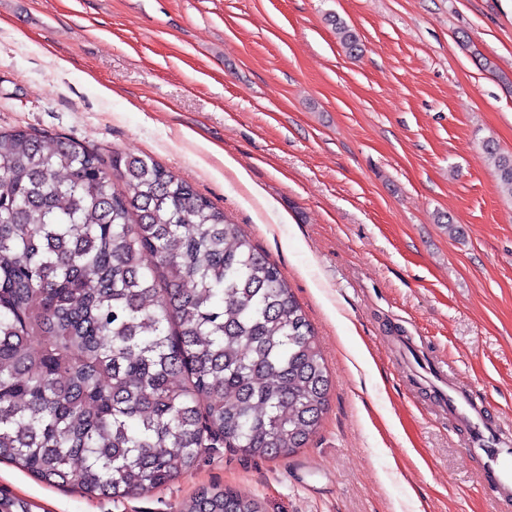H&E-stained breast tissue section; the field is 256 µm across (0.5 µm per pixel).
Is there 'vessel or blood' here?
I'll use <instances>...</instances> for the list:
<instances>
[{
    "label": "vessel or blood",
    "mask_w": 512,
    "mask_h": 512,
    "mask_svg": "<svg viewBox=\"0 0 512 512\" xmlns=\"http://www.w3.org/2000/svg\"><path fill=\"white\" fill-rule=\"evenodd\" d=\"M448 413L452 418L466 420L471 428L467 454H483V483L495 488L512 487V446L508 445L497 418L485 415L486 402L464 386L448 388Z\"/></svg>",
    "instance_id": "1"
}]
</instances>
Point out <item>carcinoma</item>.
<instances>
[{
  "instance_id": "obj_1",
  "label": "carcinoma",
  "mask_w": 512,
  "mask_h": 512,
  "mask_svg": "<svg viewBox=\"0 0 512 512\" xmlns=\"http://www.w3.org/2000/svg\"><path fill=\"white\" fill-rule=\"evenodd\" d=\"M484 150L512 196V153ZM330 387L278 267L190 185L151 159L0 130V461L90 496L142 495L204 445L295 453ZM179 512L263 510L212 487Z\"/></svg>"
}]
</instances>
